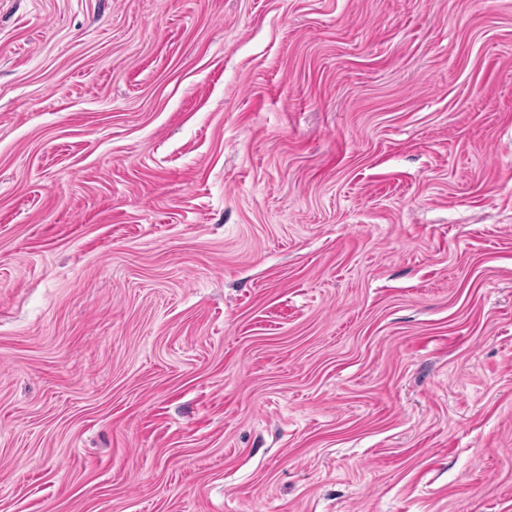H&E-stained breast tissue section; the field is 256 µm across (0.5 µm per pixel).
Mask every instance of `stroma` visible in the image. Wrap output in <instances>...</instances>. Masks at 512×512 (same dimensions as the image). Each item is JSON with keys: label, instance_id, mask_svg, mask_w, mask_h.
I'll return each mask as SVG.
<instances>
[{"label": "stroma", "instance_id": "1", "mask_svg": "<svg viewBox=\"0 0 512 512\" xmlns=\"http://www.w3.org/2000/svg\"><path fill=\"white\" fill-rule=\"evenodd\" d=\"M0 512H512V0H0Z\"/></svg>", "mask_w": 512, "mask_h": 512}]
</instances>
